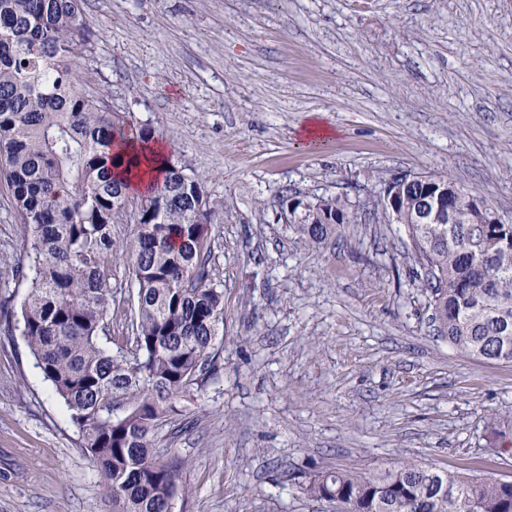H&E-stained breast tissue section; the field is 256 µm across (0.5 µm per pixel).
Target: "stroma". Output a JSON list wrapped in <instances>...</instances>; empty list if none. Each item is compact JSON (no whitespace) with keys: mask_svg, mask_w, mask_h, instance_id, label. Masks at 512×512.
Listing matches in <instances>:
<instances>
[{"mask_svg":"<svg viewBox=\"0 0 512 512\" xmlns=\"http://www.w3.org/2000/svg\"><path fill=\"white\" fill-rule=\"evenodd\" d=\"M78 75L155 129L215 202L218 373L177 401L189 461L175 512H333L305 476L401 460L512 471V365L459 357L429 325L403 226L366 213L393 175L447 177L512 223V0H87ZM335 131L315 151L311 113ZM347 198L315 246L296 203ZM24 229L0 181V303L19 311ZM113 347L134 289L109 265ZM0 512H112L99 472L20 335L0 331ZM488 442L499 457H512V434L501 430L496 421L488 423Z\"/></svg>","mask_w":512,"mask_h":512,"instance_id":"stroma-1","label":"stroma"}]
</instances>
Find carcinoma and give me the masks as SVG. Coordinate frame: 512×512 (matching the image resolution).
<instances>
[{
    "label": "carcinoma",
    "mask_w": 512,
    "mask_h": 512,
    "mask_svg": "<svg viewBox=\"0 0 512 512\" xmlns=\"http://www.w3.org/2000/svg\"><path fill=\"white\" fill-rule=\"evenodd\" d=\"M86 0H0V177L11 189L28 263L15 274L27 297L20 331L44 380L63 403L112 512H173L186 459L160 443L174 401L202 387L224 337V289L212 278L215 204L184 159L166 158L161 180L134 195L132 164L156 131L86 93L77 79L90 51ZM442 201L438 223L415 222L424 193ZM472 192L433 175L411 183L377 222L402 224L430 319L457 355L512 365V224L481 213ZM136 204V245L127 264L136 293L133 355L112 353L106 321L112 236ZM342 197L305 205L299 229L312 243L350 223ZM488 442L512 457V434L488 423ZM305 495L338 501L337 512H512V475L453 474L411 460L362 472L331 468L306 478Z\"/></svg>",
    "instance_id": "obj_1"
}]
</instances>
